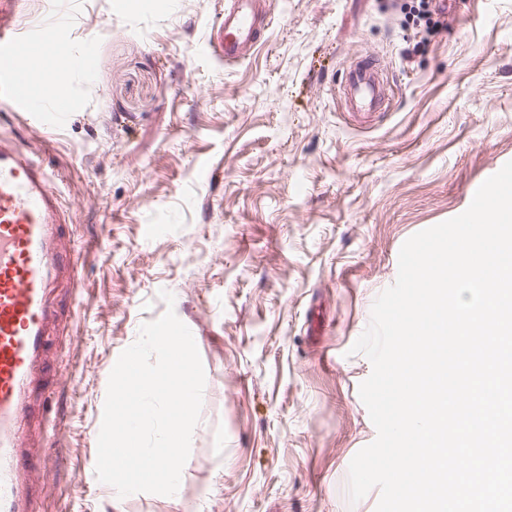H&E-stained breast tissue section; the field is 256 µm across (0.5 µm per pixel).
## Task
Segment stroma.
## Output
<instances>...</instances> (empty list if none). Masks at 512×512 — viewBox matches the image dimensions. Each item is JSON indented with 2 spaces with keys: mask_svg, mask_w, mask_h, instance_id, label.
Listing matches in <instances>:
<instances>
[{
  "mask_svg": "<svg viewBox=\"0 0 512 512\" xmlns=\"http://www.w3.org/2000/svg\"><path fill=\"white\" fill-rule=\"evenodd\" d=\"M246 60L207 48L221 0H26L28 35L58 36L92 72L48 131L0 103V129L50 166L70 207L78 276H60L33 512H376L349 496L376 437L351 347L415 233L464 212L469 187L512 160V0H448L415 48L405 0H273ZM40 35V34H39ZM375 59L386 115L329 86ZM174 297L166 304L161 291ZM190 329L203 405L177 497L113 501L87 467L114 358L166 310Z\"/></svg>",
  "mask_w": 512,
  "mask_h": 512,
  "instance_id": "obj_1",
  "label": "stroma"
}]
</instances>
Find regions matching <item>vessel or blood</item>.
<instances>
[{
	"mask_svg": "<svg viewBox=\"0 0 512 512\" xmlns=\"http://www.w3.org/2000/svg\"><path fill=\"white\" fill-rule=\"evenodd\" d=\"M19 11L20 0H0V98L38 128L68 116L72 94L65 75L75 67L89 68L90 61L74 58L64 41H56L49 74L58 92L52 105L44 106L24 82L28 67L42 62V45L37 38L21 37ZM219 15L208 48L221 60L237 62L248 58L271 28L274 5L272 0H224ZM387 85L377 63L350 70L343 84L348 111L378 112ZM68 222L63 194L53 187L50 173L0 132V512H31L34 472L24 420L42 377L47 327L54 317L59 235Z\"/></svg>",
	"mask_w": 512,
	"mask_h": 512,
	"instance_id": "b4317fda",
	"label": "vessel or blood"
}]
</instances>
